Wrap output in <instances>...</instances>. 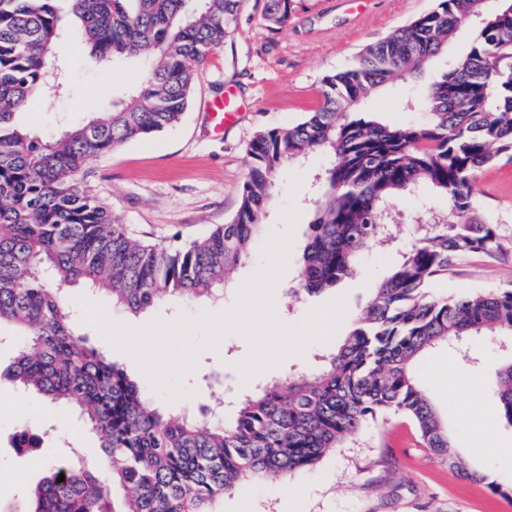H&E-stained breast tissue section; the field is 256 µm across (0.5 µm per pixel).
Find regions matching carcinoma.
Returning a JSON list of instances; mask_svg holds the SVG:
<instances>
[{
	"label": "carcinoma",
	"mask_w": 512,
	"mask_h": 512,
	"mask_svg": "<svg viewBox=\"0 0 512 512\" xmlns=\"http://www.w3.org/2000/svg\"><path fill=\"white\" fill-rule=\"evenodd\" d=\"M244 0H0V327L16 356L0 380L72 410L98 440L110 476L80 460H48L27 502L0 512H213L249 479H286L316 467L389 414L408 416L422 445L468 480L453 438L418 374L434 348L490 336L512 342V289L448 299L431 292L457 261L494 258L506 244L480 212L478 172L512 158V0H435L434 7L322 79L319 108L264 130L248 147L235 217L185 247L131 237L81 175L97 156L173 127L189 106L196 69L235 30ZM294 0H268L271 30L288 27ZM77 32L92 60L140 65L143 79L112 111L43 142L21 114L33 98L67 91L63 36ZM460 52L448 47L462 33ZM443 71L417 88L423 68ZM401 83L396 106L425 114L389 125L363 109ZM319 148L296 292L318 294L350 276L365 251L395 239L397 200L441 197L446 209L409 226L411 244L378 283L336 351L313 374L285 375L212 406L161 411L118 364L77 332L63 290L105 292L138 313L171 297L224 299L250 257L285 163ZM493 414L512 426V359L495 369ZM17 448L40 441L20 423ZM65 480L58 481L59 476ZM124 492L116 511L114 494Z\"/></svg>",
	"instance_id": "carcinoma-1"
}]
</instances>
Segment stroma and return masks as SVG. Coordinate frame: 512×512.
I'll return each mask as SVG.
<instances>
[{
  "instance_id": "35a3bbf8",
  "label": "stroma",
  "mask_w": 512,
  "mask_h": 512,
  "mask_svg": "<svg viewBox=\"0 0 512 512\" xmlns=\"http://www.w3.org/2000/svg\"><path fill=\"white\" fill-rule=\"evenodd\" d=\"M267 0H245L234 34L225 38L210 62L197 73L194 94L180 122L146 141H133L96 158L84 181L108 203L114 216L134 237L161 246L199 239L236 215L249 157L247 146L262 130L299 121L320 104L324 75L351 65L366 45L430 10L433 0H295L288 27L269 30L262 22ZM68 92L33 101L25 122L34 135L51 141L71 125L109 111L137 83L138 69L115 65L110 73L89 64L74 37L63 39ZM234 91L241 105L235 124L215 132L206 106ZM325 151L313 150L300 163L279 173L263 238L292 231V252L275 285L278 318L295 325L319 306L343 300L345 313L334 339L310 342L303 353L242 381L238 366L250 353L248 340L227 333L217 347L201 350L191 375L182 379L186 397L171 401L157 391L136 361L105 340L81 319L83 292L67 289L78 331L108 354L159 406L195 409L221 401L226 388L249 391L251 384L291 373L309 372L346 333L375 284L397 261L398 249L369 248L354 273L330 291L294 295L298 258L311 220L308 201L314 178L329 167ZM483 214L512 239V160L501 159L475 180ZM298 218L287 226L283 214ZM263 265L261 247L234 275V285L219 302L163 303L137 315L110 308L111 319L140 328L155 320L199 318L231 309L236 282L248 280ZM512 288V250L495 259L473 256L454 266L435 288L437 295L458 298L480 291ZM508 352L491 341H475L469 351L432 350L424 360L423 382L454 436L455 450L474 471L488 474L503 487L512 486V426L486 412L495 399L493 374ZM62 411L41 396L21 393L0 381V504L21 502L44 475L43 461L81 456L98 460L94 442L78 420L61 428ZM485 427H478L480 418ZM38 425L43 437L36 453L18 452L13 444L17 422ZM214 512H512V499L492 495L480 483L462 479L455 468L430 455L415 425L400 415L370 424L353 442L330 451L313 469L275 478L245 480L213 505Z\"/></svg>"
}]
</instances>
